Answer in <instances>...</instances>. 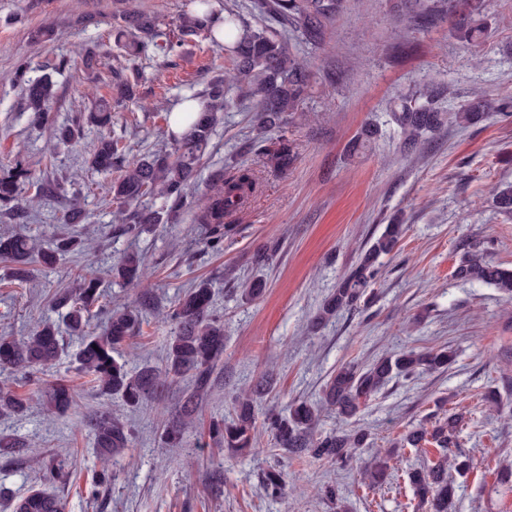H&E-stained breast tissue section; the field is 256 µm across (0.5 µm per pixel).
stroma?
Here are the masks:
<instances>
[{
  "instance_id": "1",
  "label": "stroma",
  "mask_w": 512,
  "mask_h": 512,
  "mask_svg": "<svg viewBox=\"0 0 512 512\" xmlns=\"http://www.w3.org/2000/svg\"><path fill=\"white\" fill-rule=\"evenodd\" d=\"M185 0H0V168L23 161L40 181L67 176L60 192L31 211L24 225L0 216V237L18 232L51 243L67 232L61 215L80 204L86 217L77 229L89 250L65 253L56 266H31L27 283L11 281L0 262V334L29 336L44 321L62 329L63 352L55 365L33 378L0 370V388L24 396L20 415L0 416V436L21 441L18 452L0 453V512H13L15 498L31 488L57 496L64 512H429L410 482L414 469L445 457L466 467L453 473L454 512H512V302L495 288L455 278L463 249L512 267V219L498 212L491 190L512 183V118L489 116L467 128L448 127L430 136L421 152L407 157L387 111L392 101L428 79L448 88L451 106L474 89L512 94V0H488L487 33L480 46L467 45L448 24L428 27L398 18L393 0H348L324 46L301 45L314 74L302 119L288 136L297 159L288 173L265 167L244 144L257 130L249 102L225 113L211 137L186 205L173 222L139 236L115 231V204L107 194L113 176L89 169L95 131L62 144L57 125L77 118L104 94L103 85L120 50L114 31L134 10L175 23ZM50 27L54 39L34 42ZM406 46L396 56L394 45ZM98 49L94 73L79 63ZM74 59L55 74L58 97L48 122L34 126L22 110L23 92L14 79L19 63L30 76L49 62ZM228 66L222 49L203 36L186 44L174 65L162 57L144 61L128 111L115 114L110 129L129 154L167 148L164 117L191 91ZM378 134L360 137L368 124ZM255 169L262 188L238 214L237 231L223 247L206 242L196 213L225 164ZM400 221L397 248L379 259L380 272L354 310L325 325L312 318L363 248ZM145 260L141 287L124 286L111 268L125 252ZM273 261L259 267L256 253ZM95 272L106 298L121 306L141 292L155 302L146 310L131 345L115 358L135 371L163 367L165 345L174 332L167 317L178 294L203 280L214 288L213 309L224 321V358L202 396L190 447L171 448L161 433L180 398L192 389L184 378L155 400L133 410L118 398L108 407L132 431L133 444L103 461L85 421L99 400L75 361L82 339L64 330L52 301L81 271ZM259 279L261 296L243 292ZM443 347L456 354L446 371L393 377L361 404L355 425L368 446L388 461L381 484H371L360 460L340 465L311 450L291 454L275 448L268 433L259 452L233 453L213 440L209 426L229 416L241 389L271 375L263 407L285 408L292 400L319 402L324 386L342 364L368 365L406 350ZM63 379L78 394L76 405L59 414L47 406L51 384ZM462 420L448 449L401 447L418 424L433 426L448 414ZM76 459L64 479H47L58 461ZM110 479L100 482L101 469ZM276 468L288 474L283 498L265 495L259 477Z\"/></svg>"
}]
</instances>
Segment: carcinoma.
Masks as SVG:
<instances>
[{
	"mask_svg": "<svg viewBox=\"0 0 512 512\" xmlns=\"http://www.w3.org/2000/svg\"><path fill=\"white\" fill-rule=\"evenodd\" d=\"M173 28H161L155 18L145 13L126 16L125 26L117 32L131 60L150 59L158 53L169 58L178 56L186 38L205 35L224 48L231 70L207 82L202 91L204 108L188 132L177 136L167 132L171 150H159L150 156L128 157L118 140L100 134L91 149V167L107 172L116 167L122 174L114 179L108 193L117 205L121 224L117 231L137 235L154 224H166L182 207L191 190L200 160L206 153L213 131L223 120V113L233 108L235 98L252 102L260 133L247 143L249 152L266 160L284 174L296 157L294 141L286 135L287 126L308 95L313 74L301 58L292 39L273 27L253 26L238 5L226 0H188ZM346 0H254V9L272 16L278 23L297 34L302 42L314 46L325 43L328 31L340 17ZM486 0H397L396 8L413 22L426 26L447 21L469 44H478L485 34L483 11ZM140 75L136 68L119 66L112 69L108 86L110 95L101 97L95 108L71 124L57 129L59 138L80 139L84 129L103 130L112 125V113L121 112L132 101L133 85L126 71ZM15 80L23 87L24 109L30 112V123L48 121L56 99V84L51 75L28 76L27 68L18 67ZM447 89L434 79L414 86L398 98L389 110L390 121L400 130V150L406 155L419 151L426 139L442 129L455 125L468 127L493 112L512 117V96L492 97L473 91L456 109L445 106ZM33 181L31 171L20 162L0 171V209L16 224H24L30 216L31 201L24 198V186ZM260 189L255 172L243 166H228L214 175L212 193L197 214L198 223L207 231V243L220 247L236 230L234 221ZM494 202L499 212L512 216V185L496 191ZM403 232L400 224H388L385 230L362 252L344 277L326 298L317 315L324 322L343 309L358 306L367 296L378 275L376 262L391 253ZM82 245L76 235L58 237L46 247L36 238L15 234L0 238V261L14 265L13 277L21 282L28 277L26 266L37 263L54 266L57 256ZM113 275L130 285H138L144 277L143 258L137 252L124 254ZM454 276L464 282L489 284L512 300V268L485 259L468 249L460 256ZM99 279L91 272L77 275L71 291L56 298V304L69 307L67 318L72 330L82 332L89 323L91 308L98 303ZM213 292L207 281L188 289L174 304L169 319L176 330L168 343L165 365L161 369L145 366L129 372L112 353L131 336L139 324V305L135 303L116 310L105 305V326L98 334L83 337L76 354L79 369L92 376L94 387L103 397L121 396L137 407L164 388L184 377L194 379L193 391L187 394L178 410L177 419L167 426L162 437L172 447L187 444L193 432L195 414L201 394L209 387L215 367L224 357V321L212 312ZM58 333L51 325L37 326L26 339L19 341L0 335V369L34 371L53 365L59 356ZM451 350L440 349L416 353L412 350L394 357H384L368 366L348 363L340 366L327 381L324 400L336 413L349 419L360 404L375 394L395 375H413L445 369L452 363ZM268 382L262 380L243 392L228 420L212 424L211 434L228 450L257 452L256 433L263 428L272 435L275 447L297 453L312 448L318 456L344 463L356 448L363 447L364 434L335 433L324 437L314 433L317 408L304 401H294L285 412L268 409L258 415V406ZM49 403L57 412L76 404V393L66 383H56ZM25 400L13 393L0 391V412L21 413ZM457 417L448 416L432 431L424 428L409 432L403 444L420 448L434 444L447 449L453 444ZM95 443L105 454L129 446V429L103 407L87 421ZM411 483L420 499L432 512H448L454 499L452 480L443 465L427 471H416ZM286 485L285 475L277 469L262 474L261 487L267 494L279 495ZM16 512H63L61 502L40 488L31 489L16 504Z\"/></svg>",
	"mask_w": 512,
	"mask_h": 512,
	"instance_id": "carcinoma-1",
	"label": "carcinoma"
}]
</instances>
